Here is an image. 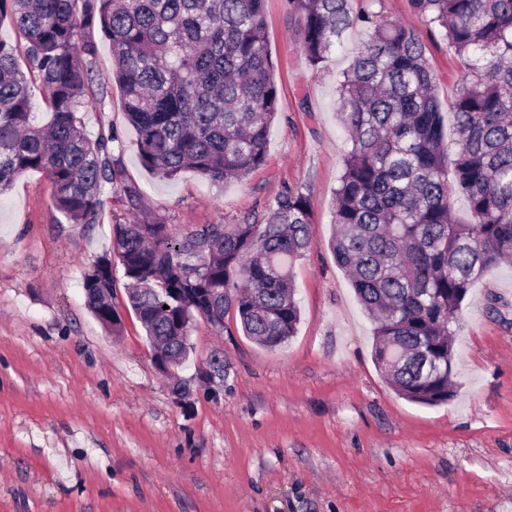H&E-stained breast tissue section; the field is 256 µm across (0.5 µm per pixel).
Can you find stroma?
<instances>
[{
  "mask_svg": "<svg viewBox=\"0 0 512 512\" xmlns=\"http://www.w3.org/2000/svg\"><path fill=\"white\" fill-rule=\"evenodd\" d=\"M413 28L449 101L463 71L447 42L410 9L383 0ZM267 39L278 65L280 117L270 164L213 183L188 171L167 180L140 162L136 134L112 82V49L97 36L86 133L116 134L125 183L142 210L173 233L234 224L275 205L285 188L308 194L314 245L292 269L297 333L278 348L198 321L176 403L140 323L124 276L113 302L120 334L84 307L83 281L112 248V226L132 219L122 192L106 190L95 224H71L44 174L0 192V512H512V265L469 290L454 347L448 403L410 402L372 360V323L328 247L332 192L347 137L336 81L360 30L320 71L301 57L286 0H267ZM224 357V392L196 377Z\"/></svg>",
  "mask_w": 512,
  "mask_h": 512,
  "instance_id": "obj_1",
  "label": "stroma"
}]
</instances>
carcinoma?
<instances>
[{"mask_svg":"<svg viewBox=\"0 0 512 512\" xmlns=\"http://www.w3.org/2000/svg\"><path fill=\"white\" fill-rule=\"evenodd\" d=\"M267 0H0L52 112H33L31 80L0 40V192L38 171L72 224L98 222L106 186L130 209L140 191L123 182L116 135L90 138L96 32L112 49L113 80L142 165L172 179L193 170L212 182L246 179L269 164L279 119L278 71L266 38ZM463 61L445 126L437 76L415 30L390 19L382 0H288L298 51L314 70L365 35L336 84L348 132L333 192L330 249L372 320L373 358L398 395L448 402L462 302L485 270L512 259V0H409ZM456 154L448 160L445 141ZM470 219L455 220L454 196ZM313 244L310 200L285 188L266 213L180 234L161 220L112 225V252L84 283V303L105 328L122 317L98 297L115 288L149 343L189 336L197 320L235 313L244 335L275 348L295 336L300 309L293 263ZM168 309H163V306ZM188 342L163 356L176 368Z\"/></svg>","mask_w":512,"mask_h":512,"instance_id":"obj_1","label":"carcinoma"}]
</instances>
